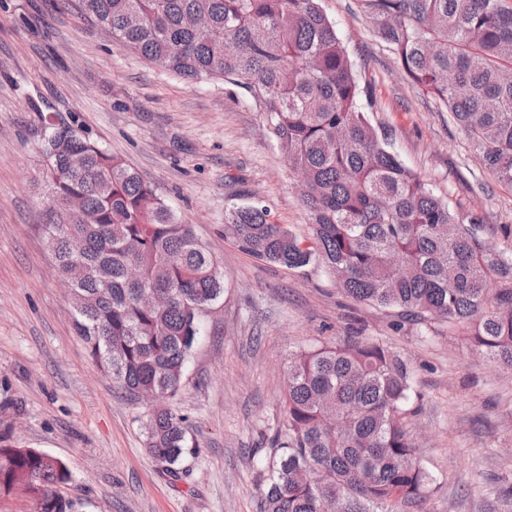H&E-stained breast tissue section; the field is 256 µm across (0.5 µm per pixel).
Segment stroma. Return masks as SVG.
Returning a JSON list of instances; mask_svg holds the SVG:
<instances>
[{"mask_svg":"<svg viewBox=\"0 0 512 512\" xmlns=\"http://www.w3.org/2000/svg\"><path fill=\"white\" fill-rule=\"evenodd\" d=\"M320 6L373 88L368 122L460 223L478 216L489 243L506 248L512 190L407 81L372 34L365 0ZM46 116L151 182L224 274L170 401L197 446L176 473L145 446L150 403L118 390L77 333L42 224L36 145ZM252 202L307 236L288 160L242 90L159 69L67 0H0V432L67 465L60 492L73 512H258L293 355L355 335L408 370V429L433 482L403 512H512V375L436 321L346 297L324 264L288 269L243 254L224 224Z\"/></svg>","mask_w":512,"mask_h":512,"instance_id":"stroma-1","label":"stroma"}]
</instances>
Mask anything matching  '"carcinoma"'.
Segmentation results:
<instances>
[{
  "mask_svg": "<svg viewBox=\"0 0 512 512\" xmlns=\"http://www.w3.org/2000/svg\"><path fill=\"white\" fill-rule=\"evenodd\" d=\"M159 68L222 78L245 91L303 174L310 219L301 239L257 205L230 211L224 231L245 254L301 269L322 263L353 300L461 330L512 371V247L496 249L479 219L404 166L361 111L372 91L319 0H69ZM375 34L407 80L450 113L483 167L512 188V6L504 0H368ZM208 17L197 38L188 19ZM39 153L47 247L70 279L79 335L127 392H151L146 448L170 468L192 449L180 390L203 310L223 292L213 255L156 188L71 125L43 117ZM73 197L84 209L68 207ZM402 361L369 340L325 343L290 362L284 439L260 491V512H400L430 475L406 430ZM59 459L0 436V493L19 484L35 512H71Z\"/></svg>",
  "mask_w": 512,
  "mask_h": 512,
  "instance_id": "cac0c4a2",
  "label": "carcinoma"
}]
</instances>
